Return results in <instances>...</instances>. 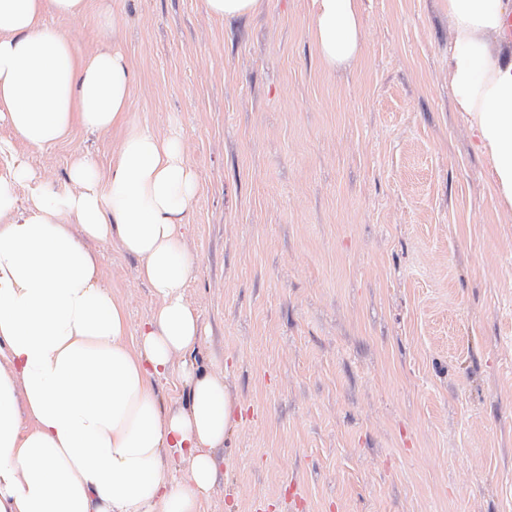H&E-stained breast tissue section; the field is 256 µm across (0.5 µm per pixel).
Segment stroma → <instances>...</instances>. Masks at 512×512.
<instances>
[{
    "instance_id": "35a3bbf8",
    "label": "stroma",
    "mask_w": 512,
    "mask_h": 512,
    "mask_svg": "<svg viewBox=\"0 0 512 512\" xmlns=\"http://www.w3.org/2000/svg\"><path fill=\"white\" fill-rule=\"evenodd\" d=\"M363 4L364 53L336 70L311 0L46 18L76 55L128 58L133 119L178 135L200 182L191 364L240 406L202 512H512V210L453 103L448 0ZM123 135L15 149L62 190ZM86 246L138 332L157 303L138 260ZM260 0H204L208 15L230 22L258 10Z\"/></svg>"
}]
</instances>
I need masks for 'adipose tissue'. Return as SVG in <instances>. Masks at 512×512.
<instances>
[{"label": "adipose tissue", "mask_w": 512, "mask_h": 512, "mask_svg": "<svg viewBox=\"0 0 512 512\" xmlns=\"http://www.w3.org/2000/svg\"><path fill=\"white\" fill-rule=\"evenodd\" d=\"M327 68L364 49L362 0H312ZM86 0H0V512H200L216 478L211 449L236 424L223 377L197 374L201 336L184 285L195 269L186 218L200 184L178 137L131 121L135 72L120 52L75 56L47 13L77 17ZM448 82L512 209V51L501 32L512 0H448ZM121 126L108 171L76 156L73 190L37 178L14 140L40 151L75 127ZM25 184L26 206L15 184ZM117 240L158 300L138 336L84 239ZM180 369L187 408L163 411L154 383ZM189 465L187 479L162 456Z\"/></svg>", "instance_id": "obj_1"}]
</instances>
